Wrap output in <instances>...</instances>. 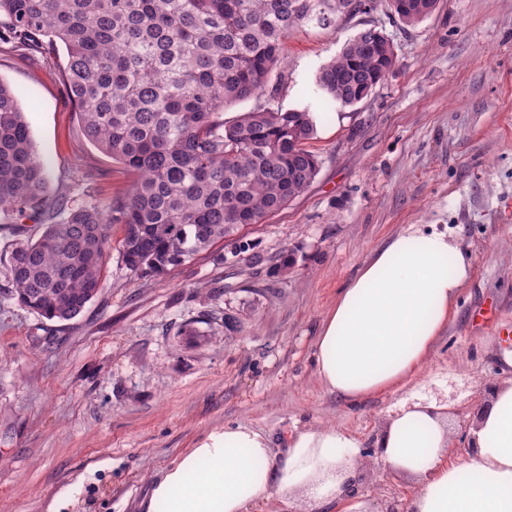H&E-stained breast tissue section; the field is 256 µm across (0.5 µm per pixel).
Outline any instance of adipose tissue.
Wrapping results in <instances>:
<instances>
[{
	"label": "adipose tissue",
	"mask_w": 512,
	"mask_h": 512,
	"mask_svg": "<svg viewBox=\"0 0 512 512\" xmlns=\"http://www.w3.org/2000/svg\"><path fill=\"white\" fill-rule=\"evenodd\" d=\"M470 273V256L445 231L410 225L376 251L326 314L315 351L325 388L354 403L405 385L421 370ZM450 403L400 400L375 441L384 463L414 482L409 512H512V380L478 412L474 457L446 460ZM362 445L341 428L305 429L283 456L244 425L211 432L153 487L147 512H251L270 494L302 491L316 512L344 503Z\"/></svg>",
	"instance_id": "obj_1"
}]
</instances>
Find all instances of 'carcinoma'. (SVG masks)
Masks as SVG:
<instances>
[{
  "label": "carcinoma",
  "instance_id": "cac0c4a2",
  "mask_svg": "<svg viewBox=\"0 0 512 512\" xmlns=\"http://www.w3.org/2000/svg\"><path fill=\"white\" fill-rule=\"evenodd\" d=\"M369 0H0V44L64 53L61 75L84 137L133 175L101 205L50 202L16 93L0 82V230L40 215L34 241L13 244V298L49 319L79 315L98 293L123 226L130 273L158 276L215 241L259 224L313 182L309 113L260 106L228 121L233 102L278 91L291 32L328 28ZM406 26L438 0H375ZM397 64L389 37L359 32L323 66L329 103L352 106Z\"/></svg>",
  "mask_w": 512,
  "mask_h": 512
}]
</instances>
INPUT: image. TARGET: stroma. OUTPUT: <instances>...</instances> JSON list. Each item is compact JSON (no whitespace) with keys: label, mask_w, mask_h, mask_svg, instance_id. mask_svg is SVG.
I'll list each match as a JSON object with an SVG mask.
<instances>
[{"label":"stroma","mask_w":512,"mask_h":512,"mask_svg":"<svg viewBox=\"0 0 512 512\" xmlns=\"http://www.w3.org/2000/svg\"><path fill=\"white\" fill-rule=\"evenodd\" d=\"M382 29L398 63L359 103L328 105L320 69L362 29ZM272 101L315 114L314 181L263 223L242 227L146 279L111 250L97 296L57 322L7 294L0 231V512H147L153 485L212 430L245 425L287 447L306 428H343L364 450L369 512L415 492L371 447L402 398L447 396L450 456L494 388L512 377V0H439L406 26L374 10L285 43ZM61 58L0 50L47 172L46 196L107 202L131 178L82 135ZM412 224L449 230L472 272L424 368L395 391L348 404L323 386L314 352L327 311L359 268ZM492 309L495 318L476 314ZM241 321L224 334V312Z\"/></svg>","instance_id":"1"}]
</instances>
